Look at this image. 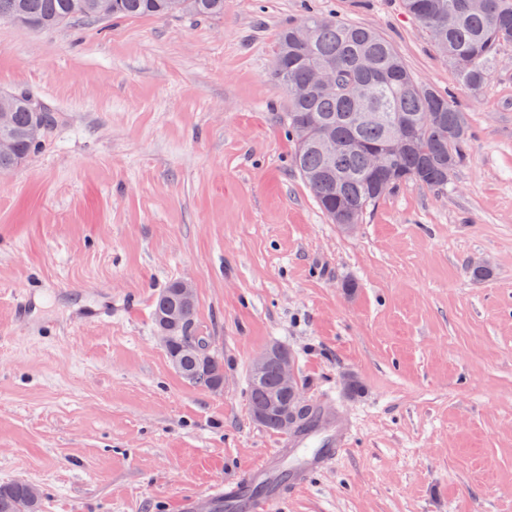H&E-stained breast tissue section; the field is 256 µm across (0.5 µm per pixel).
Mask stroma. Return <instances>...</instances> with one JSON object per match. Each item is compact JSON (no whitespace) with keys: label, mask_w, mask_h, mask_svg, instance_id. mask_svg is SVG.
I'll list each match as a JSON object with an SVG mask.
<instances>
[{"label":"stroma","mask_w":512,"mask_h":512,"mask_svg":"<svg viewBox=\"0 0 512 512\" xmlns=\"http://www.w3.org/2000/svg\"><path fill=\"white\" fill-rule=\"evenodd\" d=\"M307 9L388 38L470 126L446 189L401 185L352 232L294 167L273 74ZM22 89L53 125L0 176V486L37 487L42 512H180L284 442L247 401L278 345L352 438L274 512H512V45L472 92L401 0L0 19V91ZM178 279L221 390L156 340L152 304Z\"/></svg>","instance_id":"35a3bbf8"}]
</instances>
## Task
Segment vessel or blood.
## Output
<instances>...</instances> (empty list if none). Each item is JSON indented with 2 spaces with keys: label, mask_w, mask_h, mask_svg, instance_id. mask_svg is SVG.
<instances>
[{
  "label": "vessel or blood",
  "mask_w": 512,
  "mask_h": 512,
  "mask_svg": "<svg viewBox=\"0 0 512 512\" xmlns=\"http://www.w3.org/2000/svg\"><path fill=\"white\" fill-rule=\"evenodd\" d=\"M350 433L339 417L321 416L282 447L265 453L234 482L203 497H187L181 512H271L289 487L305 485L348 447Z\"/></svg>",
  "instance_id": "obj_1"
}]
</instances>
